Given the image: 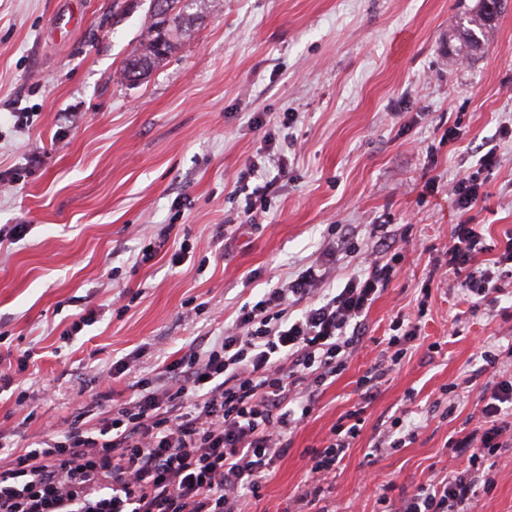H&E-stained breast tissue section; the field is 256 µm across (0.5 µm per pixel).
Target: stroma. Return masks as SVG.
<instances>
[{
  "label": "stroma",
  "instance_id": "35a3bbf8",
  "mask_svg": "<svg viewBox=\"0 0 512 512\" xmlns=\"http://www.w3.org/2000/svg\"><path fill=\"white\" fill-rule=\"evenodd\" d=\"M476 0H197L192 38L178 39L141 81L122 75L149 21V0H0V350L33 348L28 370L0 393V431L26 447L48 427L93 408L97 377L126 354L131 384L175 351L221 335L258 283H276L315 254L331 224L360 240L395 238L408 252L372 306L366 335L313 413L291 435L261 502L284 512L301 494L308 458L357 403L397 315L426 302L421 336L382 378L365 423L329 478L341 512H382L381 496L443 478L447 442L473 429L482 346L507 347L512 299L473 307L455 278L433 282L458 222L453 184L493 150L484 201L473 210L487 243L512 228V0L477 54H457L450 24ZM297 113L291 127L276 125ZM24 123H17V116ZM273 120L285 149L269 212L224 238L244 207L233 183L265 151ZM460 138L442 143L448 130ZM174 224L194 249L171 266L172 245L136 257L143 224ZM431 288L422 296V285ZM123 295L125 312L112 309ZM104 317L73 339L84 306ZM474 387H464L466 379ZM455 392L445 393L449 383ZM24 405H17L18 393ZM420 422L413 442L376 449L384 424ZM492 488L470 512H512V448L487 457Z\"/></svg>",
  "mask_w": 512,
  "mask_h": 512
}]
</instances>
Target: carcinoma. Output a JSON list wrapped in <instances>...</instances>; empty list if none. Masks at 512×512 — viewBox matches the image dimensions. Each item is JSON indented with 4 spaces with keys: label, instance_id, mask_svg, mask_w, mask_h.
<instances>
[{
    "label": "carcinoma",
    "instance_id": "1",
    "mask_svg": "<svg viewBox=\"0 0 512 512\" xmlns=\"http://www.w3.org/2000/svg\"><path fill=\"white\" fill-rule=\"evenodd\" d=\"M157 2L159 0H150V25L140 41V47L134 50L124 67L123 76L128 81L140 79L167 56L171 49L172 36L184 39L192 36L195 31L182 0H165L167 11L164 13L158 10ZM495 27L496 21L490 18L486 0H478L467 15L453 24V29L467 52L487 44Z\"/></svg>",
    "mask_w": 512,
    "mask_h": 512
}]
</instances>
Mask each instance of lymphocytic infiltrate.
Returning <instances> with one entry per match:
<instances>
[{"label": "lymphocytic infiltrate", "mask_w": 512, "mask_h": 512, "mask_svg": "<svg viewBox=\"0 0 512 512\" xmlns=\"http://www.w3.org/2000/svg\"><path fill=\"white\" fill-rule=\"evenodd\" d=\"M477 173L453 187L459 221L448 244L446 269L464 275L473 303L512 296V230L505 231L488 266L483 233L471 210L481 198ZM346 252L367 257L333 286L336 245L327 243L294 275L243 303L224 334L190 344L165 365L168 382L145 375L132 383L133 400L99 412L93 429L75 417L21 450L0 442V512H242L244 498L263 497V483L288 453V436L312 413L320 393L346 368L361 342L373 304L399 271L401 252L390 242ZM482 359L493 377L481 388L474 428L453 441L463 468L435 484L418 485L389 512H469L486 456L512 446V373L494 351ZM360 402L341 415L309 453L307 512H330L325 483L364 424L374 376L361 382Z\"/></svg>", "instance_id": "f902f5d3"}]
</instances>
